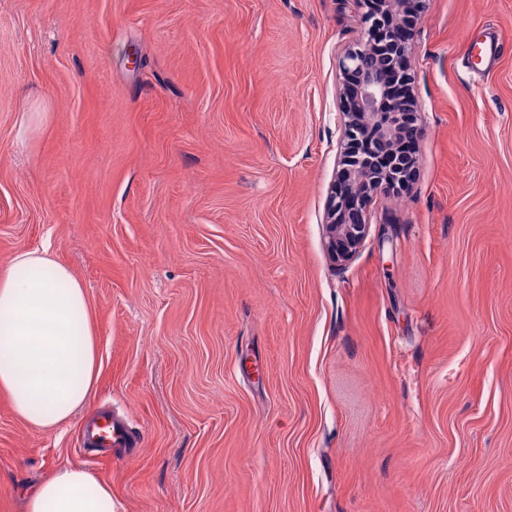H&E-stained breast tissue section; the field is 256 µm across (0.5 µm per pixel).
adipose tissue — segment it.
<instances>
[{
    "mask_svg": "<svg viewBox=\"0 0 512 512\" xmlns=\"http://www.w3.org/2000/svg\"><path fill=\"white\" fill-rule=\"evenodd\" d=\"M97 380V339L85 290L36 250L0 267V392L29 426L48 430L84 406ZM27 512H114L112 486L79 467L58 470Z\"/></svg>",
    "mask_w": 512,
    "mask_h": 512,
    "instance_id": "ef3b65f1",
    "label": "adipose tissue"
}]
</instances>
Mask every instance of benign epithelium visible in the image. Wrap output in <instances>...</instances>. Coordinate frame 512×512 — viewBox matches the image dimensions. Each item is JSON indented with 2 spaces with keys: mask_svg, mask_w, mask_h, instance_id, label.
<instances>
[{
  "mask_svg": "<svg viewBox=\"0 0 512 512\" xmlns=\"http://www.w3.org/2000/svg\"><path fill=\"white\" fill-rule=\"evenodd\" d=\"M352 2L362 11V26L339 63V146L343 157L354 144H363V152L339 169L325 219L328 248L341 268L364 245L369 232L366 209L372 199L396 190L399 183L410 185L399 161L377 166L378 155L390 150L401 134V114L413 117L416 134L422 131L410 40L423 18L425 0Z\"/></svg>",
  "mask_w": 512,
  "mask_h": 512,
  "instance_id": "7a95c632",
  "label": "benign epithelium"
}]
</instances>
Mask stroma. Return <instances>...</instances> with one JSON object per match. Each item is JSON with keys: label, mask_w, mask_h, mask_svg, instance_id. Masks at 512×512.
Instances as JSON below:
<instances>
[{"label": "stroma", "mask_w": 512, "mask_h": 512, "mask_svg": "<svg viewBox=\"0 0 512 512\" xmlns=\"http://www.w3.org/2000/svg\"><path fill=\"white\" fill-rule=\"evenodd\" d=\"M359 27L351 0H0V266H67L100 359L55 430L0 393V512L74 466L115 512H512V0H428L416 175L340 268ZM103 410L132 453L83 446Z\"/></svg>", "instance_id": "stroma-1"}]
</instances>
